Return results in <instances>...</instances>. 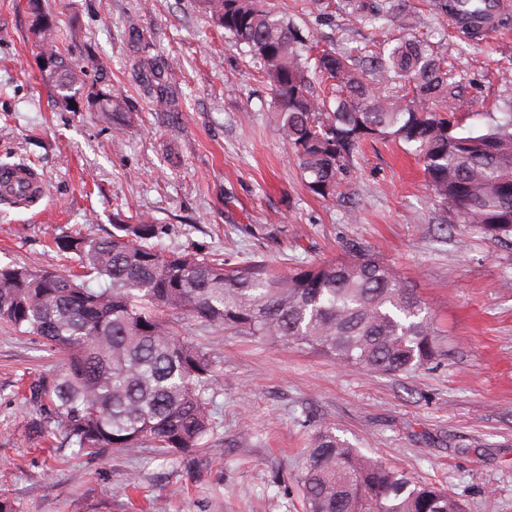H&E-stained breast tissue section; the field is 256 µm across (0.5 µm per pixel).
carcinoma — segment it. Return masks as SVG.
Masks as SVG:
<instances>
[{"label": "carcinoma", "mask_w": 512, "mask_h": 512, "mask_svg": "<svg viewBox=\"0 0 512 512\" xmlns=\"http://www.w3.org/2000/svg\"><path fill=\"white\" fill-rule=\"evenodd\" d=\"M202 2L258 60L277 133L311 193L336 197L363 143L394 138L413 147L436 203L456 223L512 242V102L483 132L459 135L450 120L457 85L433 43L406 39L371 60L386 79L380 90L352 56L333 48L311 53L299 28L264 0ZM486 2L434 0V7L479 12ZM28 3L30 33L50 63L42 71L55 82L62 109L84 98L93 112L113 111L103 75L86 82L93 62L79 25L62 50L52 16L40 0ZM350 6L358 22L380 18L373 0ZM128 40L143 95L176 118L179 98L132 21ZM315 80L332 91L314 93ZM159 234L155 224H114L107 237L55 238L52 251L72 255L79 273L52 265L0 267V320L63 355L60 368L37 374L25 390L39 412L28 424L30 438L48 444L59 438L93 457L121 448L196 451L215 425V364L181 338L185 320L307 347L370 372H407L439 356L430 308L372 254L278 273L263 262L230 267L193 251L167 253L152 243ZM301 493L305 512H465L447 489L364 456L329 425L311 439Z\"/></svg>", "instance_id": "cac0c4a2"}]
</instances>
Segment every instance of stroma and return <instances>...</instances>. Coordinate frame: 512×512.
<instances>
[{
    "label": "stroma",
    "instance_id": "stroma-1",
    "mask_svg": "<svg viewBox=\"0 0 512 512\" xmlns=\"http://www.w3.org/2000/svg\"><path fill=\"white\" fill-rule=\"evenodd\" d=\"M341 0H268L319 44H393L396 22L349 21ZM415 35L437 43L461 97L460 133L512 101V11L489 35L462 32L429 0H408ZM65 41L78 20L112 87L116 114L66 112L40 67L27 0H0V164L38 170L45 197L0 206V265L67 268L54 237L149 222L162 248L200 250L279 271L356 250L389 263L430 306L435 363L399 374L346 368L192 324L187 337L217 369L218 426L202 448L154 460L149 448L76 457L38 451L21 379L56 366L37 340L0 322V490L14 512H303L306 448L323 424L366 456L441 484L466 512H512V242L449 221L410 146L366 143L344 196L304 186L277 135L255 59L200 0H42ZM152 43L182 111L171 120L143 96L128 60V24ZM122 131H115V123Z\"/></svg>",
    "mask_w": 512,
    "mask_h": 512
}]
</instances>
